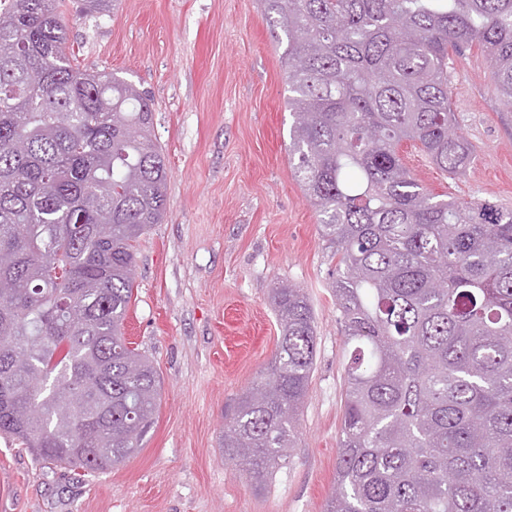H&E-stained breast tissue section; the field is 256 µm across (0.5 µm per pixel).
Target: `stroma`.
<instances>
[{"label":"stroma","instance_id":"1","mask_svg":"<svg viewBox=\"0 0 512 512\" xmlns=\"http://www.w3.org/2000/svg\"><path fill=\"white\" fill-rule=\"evenodd\" d=\"M81 69L134 81L154 105L169 168L167 209L136 244L125 336L161 378L139 452L86 479L0 438V512H323L336 484L343 334L322 239L289 160L292 117L278 43L257 0H118L109 15L60 0ZM452 107L476 149L450 178L409 144L432 193L512 207V124L479 51L455 57ZM302 289L314 314V372L286 465L264 482L224 455V414L270 366L271 293Z\"/></svg>","mask_w":512,"mask_h":512}]
</instances>
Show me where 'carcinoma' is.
Wrapping results in <instances>:
<instances>
[{
  "mask_svg": "<svg viewBox=\"0 0 512 512\" xmlns=\"http://www.w3.org/2000/svg\"><path fill=\"white\" fill-rule=\"evenodd\" d=\"M282 56L289 151L336 255L344 331L336 489L324 512H512V208L428 191L400 147L456 176L451 109L476 47L512 109V0H259ZM59 0H0V435L94 476L136 454L159 380L128 346L135 243L166 210L148 94L66 51ZM274 360L224 424L265 480L296 444L310 304L274 289Z\"/></svg>",
  "mask_w": 512,
  "mask_h": 512,
  "instance_id": "obj_1",
  "label": "carcinoma"
}]
</instances>
